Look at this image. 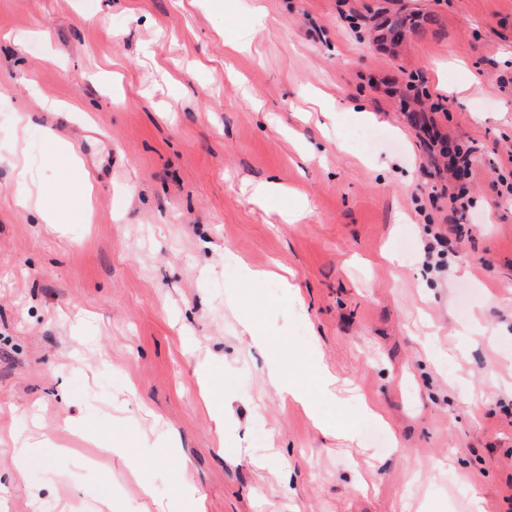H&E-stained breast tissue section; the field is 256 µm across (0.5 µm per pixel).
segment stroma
Wrapping results in <instances>:
<instances>
[{"label":"stroma","instance_id":"1","mask_svg":"<svg viewBox=\"0 0 512 512\" xmlns=\"http://www.w3.org/2000/svg\"><path fill=\"white\" fill-rule=\"evenodd\" d=\"M86 176L56 230L16 204ZM508 182L512 0H0V426L49 440L0 512H512ZM269 381L277 388L283 400H291L305 405L312 413L311 395L316 389L323 393H331L336 386V376L326 368H317L310 379L283 381L280 366L271 361L268 366Z\"/></svg>","mask_w":512,"mask_h":512}]
</instances>
